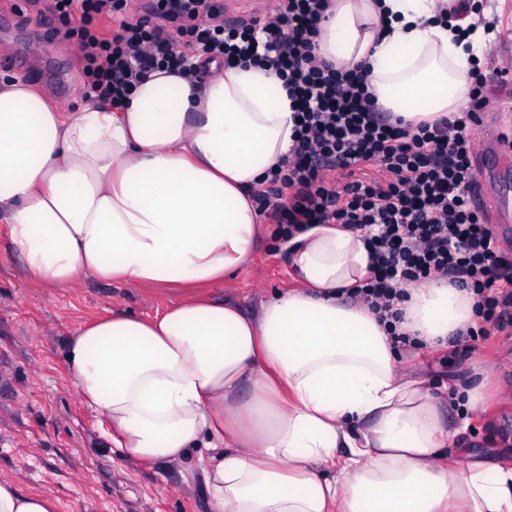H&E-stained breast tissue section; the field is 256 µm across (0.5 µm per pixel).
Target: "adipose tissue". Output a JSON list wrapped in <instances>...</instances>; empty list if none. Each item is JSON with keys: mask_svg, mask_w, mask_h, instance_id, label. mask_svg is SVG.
<instances>
[{"mask_svg": "<svg viewBox=\"0 0 512 512\" xmlns=\"http://www.w3.org/2000/svg\"><path fill=\"white\" fill-rule=\"evenodd\" d=\"M470 0H332L318 56L361 71L379 111L414 123L458 111L485 45ZM292 101L276 72L212 63L155 72L122 111L68 112L0 78V223L46 288L223 283L260 230L250 190L288 153ZM300 285L237 305L189 298L160 317L81 326L64 371L126 457L194 459L214 512H512V468L458 447L451 402L348 288L363 240L331 224L294 240ZM398 332L447 347L473 325L470 290L405 288ZM0 512H58L0 481Z\"/></svg>", "mask_w": 512, "mask_h": 512, "instance_id": "obj_1", "label": "adipose tissue"}]
</instances>
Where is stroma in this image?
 Masks as SVG:
<instances>
[{"mask_svg":"<svg viewBox=\"0 0 512 512\" xmlns=\"http://www.w3.org/2000/svg\"><path fill=\"white\" fill-rule=\"evenodd\" d=\"M479 16L494 28L493 65L511 63L512 0H483ZM14 45L25 61L19 66L0 57V75L31 79L63 107H86L77 49L45 0H0V53ZM5 236L0 224V479L55 498L59 512H211L204 476L191 462H142L113 448L62 363L68 338L84 322L115 312L152 317L178 302V294L91 278L70 288L42 287L7 249ZM295 284L285 247L266 224L250 261L211 294L249 314ZM441 357L419 353L433 392L464 389L481 373L491 391L482 407L468 410L458 442L475 453L494 452L512 468V338L490 337L448 368Z\"/></svg>","mask_w":512,"mask_h":512,"instance_id":"obj_1","label":"stroma"}]
</instances>
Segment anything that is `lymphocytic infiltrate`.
Returning <instances> with one entry per match:
<instances>
[{
    "label": "lymphocytic infiltrate",
    "instance_id": "f902f5d3",
    "mask_svg": "<svg viewBox=\"0 0 512 512\" xmlns=\"http://www.w3.org/2000/svg\"><path fill=\"white\" fill-rule=\"evenodd\" d=\"M330 0H281L275 9L225 22L223 0H50L75 40L86 99L123 108L158 70L204 77L206 64L274 69L295 103L294 143L251 190L283 244L318 224L357 234L368 272L351 290L394 326L403 289L445 277L473 292L476 321L450 343L456 361L478 342L512 335V248L471 202L478 183L473 129L487 106L488 76L474 70L465 105L411 127L379 112L357 71L315 54ZM343 174L336 184L334 174Z\"/></svg>",
    "mask_w": 512,
    "mask_h": 512
}]
</instances>
